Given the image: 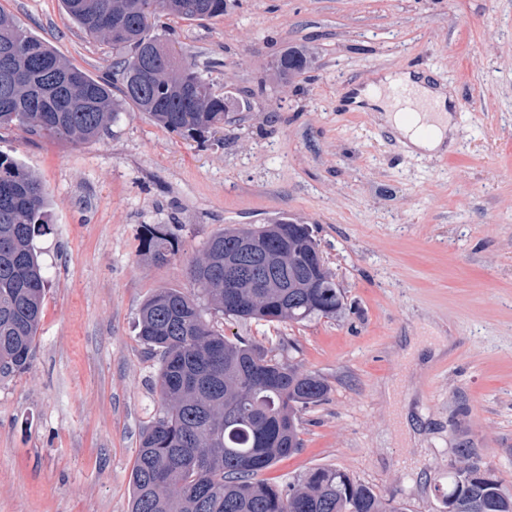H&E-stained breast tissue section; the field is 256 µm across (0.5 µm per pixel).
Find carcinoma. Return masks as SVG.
I'll return each mask as SVG.
<instances>
[{
  "instance_id": "obj_1",
  "label": "carcinoma",
  "mask_w": 512,
  "mask_h": 512,
  "mask_svg": "<svg viewBox=\"0 0 512 512\" xmlns=\"http://www.w3.org/2000/svg\"><path fill=\"white\" fill-rule=\"evenodd\" d=\"M85 33L112 43L120 55L113 82L95 79L62 58L0 9V129L81 144L101 136L134 107L170 131L200 134L224 123L240 103L215 94L190 66L173 69L151 59V81L138 87L136 59L162 40L165 18L190 22L221 17L224 0H62ZM50 60L56 80L46 92L40 61ZM313 53L289 48L267 81L291 80L315 66ZM49 194L16 159L0 153V376L31 365L40 327L46 279L35 249L47 234ZM251 238L256 249L247 271L224 287V254ZM143 256L155 263L179 251L170 230L147 227ZM191 289L161 288L140 308V339L160 354L156 381L160 409L142 433L130 474V512H408L405 502L379 496L347 472L317 467L286 488L259 476L302 447L300 408L323 400L317 375L268 356L243 338L230 339L205 317L264 322L333 318L341 290L319 245L302 224L226 227L188 269ZM443 495L450 512H512V492L472 448L455 449Z\"/></svg>"
}]
</instances>
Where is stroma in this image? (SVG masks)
Segmentation results:
<instances>
[{"mask_svg": "<svg viewBox=\"0 0 512 512\" xmlns=\"http://www.w3.org/2000/svg\"><path fill=\"white\" fill-rule=\"evenodd\" d=\"M0 9L92 77L111 74V43L61 0ZM169 39L241 101L223 128L190 137L130 108L79 145L0 130V151L52 200L35 242L48 285L34 360L0 378V512H128L160 407L141 305L188 288L225 226L282 216L310 225L344 310L300 323L207 315L328 386L300 414L302 448L264 479L285 487L333 467L410 512H445L467 446L512 490V0H229ZM291 46L312 49L314 69L259 89ZM425 65L463 104L444 151L411 153L379 111L339 99ZM148 225L177 234L168 262L143 258ZM424 336L450 345L418 349Z\"/></svg>", "mask_w": 512, "mask_h": 512, "instance_id": "stroma-1", "label": "stroma"}]
</instances>
